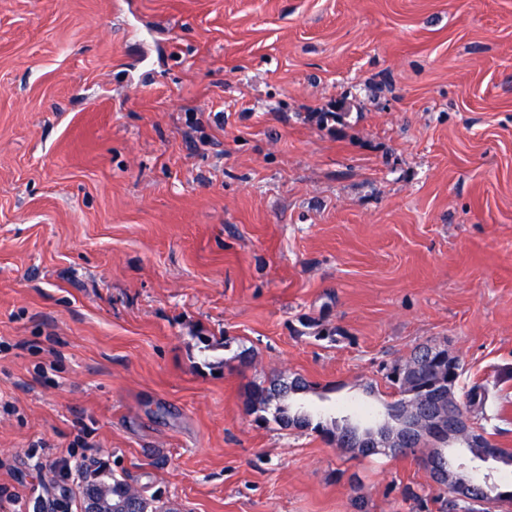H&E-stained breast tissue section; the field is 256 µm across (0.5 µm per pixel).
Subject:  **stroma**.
<instances>
[{"label": "stroma", "mask_w": 512, "mask_h": 512, "mask_svg": "<svg viewBox=\"0 0 512 512\" xmlns=\"http://www.w3.org/2000/svg\"><path fill=\"white\" fill-rule=\"evenodd\" d=\"M422 344L512 448V0H0V512H80L61 459L180 512H412L413 458L246 404L299 374L372 423Z\"/></svg>", "instance_id": "stroma-1"}]
</instances>
